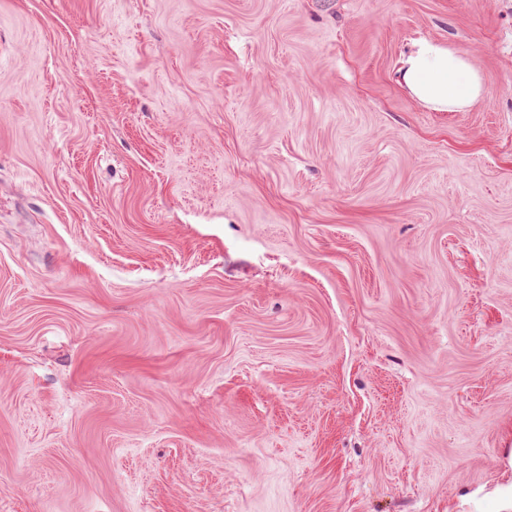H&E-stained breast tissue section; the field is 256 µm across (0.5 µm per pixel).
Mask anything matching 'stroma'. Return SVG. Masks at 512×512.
<instances>
[{"instance_id": "35a3bbf8", "label": "stroma", "mask_w": 512, "mask_h": 512, "mask_svg": "<svg viewBox=\"0 0 512 512\" xmlns=\"http://www.w3.org/2000/svg\"><path fill=\"white\" fill-rule=\"evenodd\" d=\"M511 454L512 0H0V512H496ZM398 76L417 101L438 112L462 111L483 91L470 58L441 42L414 41L399 60Z\"/></svg>"}]
</instances>
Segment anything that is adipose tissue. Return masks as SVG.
I'll return each mask as SVG.
<instances>
[{
    "mask_svg": "<svg viewBox=\"0 0 512 512\" xmlns=\"http://www.w3.org/2000/svg\"><path fill=\"white\" fill-rule=\"evenodd\" d=\"M401 84L422 105L438 112H458L482 94L483 83L469 57L441 42L414 41L399 60Z\"/></svg>",
    "mask_w": 512,
    "mask_h": 512,
    "instance_id": "adipose-tissue-1",
    "label": "adipose tissue"
}]
</instances>
